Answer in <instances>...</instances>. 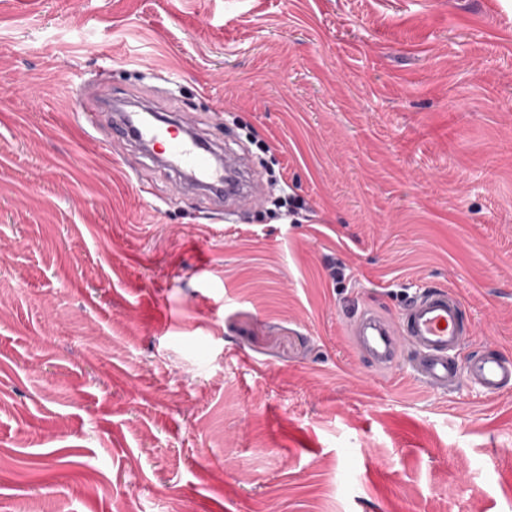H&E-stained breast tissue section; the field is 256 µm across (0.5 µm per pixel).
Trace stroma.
I'll return each mask as SVG.
<instances>
[{
	"label": "stroma",
	"instance_id": "obj_1",
	"mask_svg": "<svg viewBox=\"0 0 512 512\" xmlns=\"http://www.w3.org/2000/svg\"><path fill=\"white\" fill-rule=\"evenodd\" d=\"M149 94L305 219L84 132ZM430 286L512 358V0H0V512H512V389L353 347ZM271 181V183L278 185L280 188L281 196L279 197V207L285 209V215L291 218V223L298 224L300 220L296 216L302 214V211L306 212L308 210L304 200L299 199L287 192L286 188H288V185L281 178V176L279 178L272 177Z\"/></svg>",
	"mask_w": 512,
	"mask_h": 512
}]
</instances>
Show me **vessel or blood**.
<instances>
[{
	"mask_svg": "<svg viewBox=\"0 0 512 512\" xmlns=\"http://www.w3.org/2000/svg\"><path fill=\"white\" fill-rule=\"evenodd\" d=\"M113 137L137 146L158 167L176 171L185 188L215 202L246 204L257 195L259 179L242 157L217 160L213 143L194 123L155 117L142 119L104 100ZM470 329L462 302L447 289L432 287L410 298L392 322L366 309L354 316L350 333L356 350L377 370L388 372L411 350L414 375L430 388L447 392L468 379L483 394L495 397L512 389V359L497 352L475 355L459 366L456 353Z\"/></svg>",
	"mask_w": 512,
	"mask_h": 512,
	"instance_id": "b4317fda",
	"label": "vessel or blood"
}]
</instances>
